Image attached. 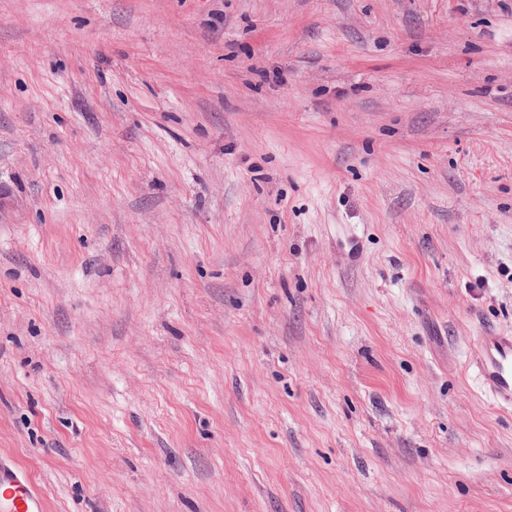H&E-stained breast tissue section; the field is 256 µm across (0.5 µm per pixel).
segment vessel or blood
Wrapping results in <instances>:
<instances>
[{"mask_svg":"<svg viewBox=\"0 0 512 512\" xmlns=\"http://www.w3.org/2000/svg\"><path fill=\"white\" fill-rule=\"evenodd\" d=\"M472 364L484 392L500 407H512V333L490 331L477 338ZM0 512H45L43 497L20 472L0 465Z\"/></svg>","mask_w":512,"mask_h":512,"instance_id":"b4317fda","label":"vessel or blood"}]
</instances>
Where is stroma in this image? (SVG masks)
Returning <instances> with one entry per match:
<instances>
[{
    "instance_id": "obj_1",
    "label": "stroma",
    "mask_w": 512,
    "mask_h": 512,
    "mask_svg": "<svg viewBox=\"0 0 512 512\" xmlns=\"http://www.w3.org/2000/svg\"><path fill=\"white\" fill-rule=\"evenodd\" d=\"M512 0H0V464L45 512H512ZM472 365L484 392L500 407H512V333L490 331L479 336Z\"/></svg>"
}]
</instances>
